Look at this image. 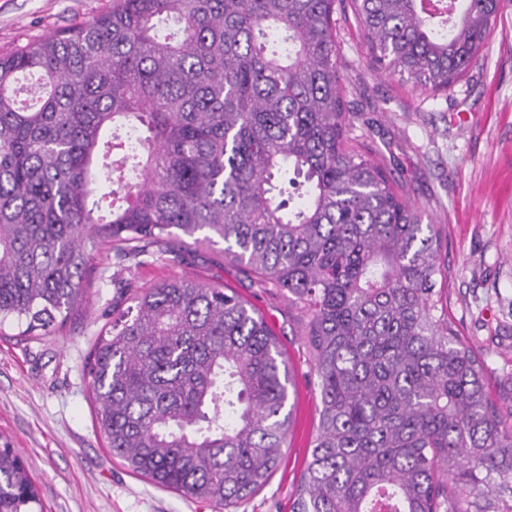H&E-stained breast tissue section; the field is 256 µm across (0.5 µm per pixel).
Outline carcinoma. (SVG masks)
<instances>
[{"label": "carcinoma", "instance_id": "1", "mask_svg": "<svg viewBox=\"0 0 512 512\" xmlns=\"http://www.w3.org/2000/svg\"><path fill=\"white\" fill-rule=\"evenodd\" d=\"M423 2L352 5L387 74L446 90L501 0ZM335 13L112 0L0 56V325L50 334L104 249L142 265L221 240L307 317L320 406L290 512H512V404L487 394L485 361L448 320L440 230L350 143ZM112 181L106 204L96 186ZM125 292L87 369L109 451L157 487L238 507L284 458L286 350L230 288ZM38 505L28 466L0 448V512Z\"/></svg>", "mask_w": 512, "mask_h": 512}]
</instances>
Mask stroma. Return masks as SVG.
<instances>
[{
  "label": "stroma",
  "instance_id": "1",
  "mask_svg": "<svg viewBox=\"0 0 512 512\" xmlns=\"http://www.w3.org/2000/svg\"><path fill=\"white\" fill-rule=\"evenodd\" d=\"M112 0H0V55L72 28ZM336 43L350 137L391 181L426 206L448 264V315L487 362L485 389L512 397V0H503L481 56L447 91L412 87L378 70L363 27L336 13ZM223 245L179 262L124 265L108 255L85 301L63 328L23 335L0 326V448L18 449L38 486L42 512H215L160 489L112 457L95 422L86 365L126 285L178 277L236 290L271 320L295 369L294 427L269 483L237 512H289L317 424L304 320L281 296L225 259Z\"/></svg>",
  "mask_w": 512,
  "mask_h": 512
}]
</instances>
